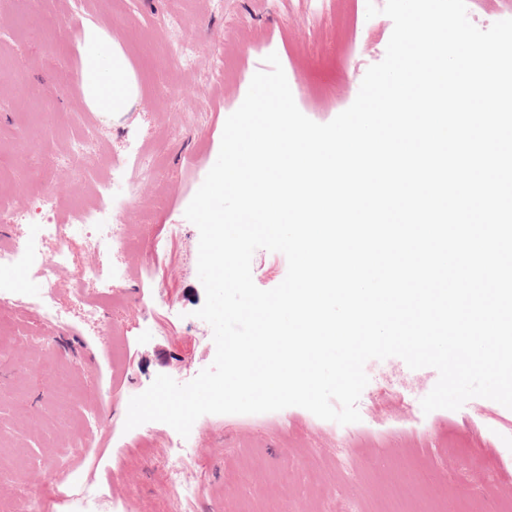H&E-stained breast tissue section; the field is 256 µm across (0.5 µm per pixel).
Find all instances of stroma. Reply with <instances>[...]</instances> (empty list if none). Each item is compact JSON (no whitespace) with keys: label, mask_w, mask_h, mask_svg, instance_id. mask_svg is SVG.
Wrapping results in <instances>:
<instances>
[{"label":"stroma","mask_w":512,"mask_h":512,"mask_svg":"<svg viewBox=\"0 0 512 512\" xmlns=\"http://www.w3.org/2000/svg\"><path fill=\"white\" fill-rule=\"evenodd\" d=\"M371 3L381 9L386 0H0V198L30 214L0 223V246L42 237L45 222L67 223L93 202L99 172L74 157L77 138L97 133L102 159L128 169L140 144L164 148L156 177L120 215L139 246L120 258L125 281L115 291L125 300L104 304L103 325L76 310L69 327L44 321L40 283L27 270L18 301L0 306V436L42 476L31 491L22 476L0 473L6 512H512V409L473 398L423 413L438 373L397 357L367 362L357 423L297 406L198 418L181 474L200 490L190 504L167 483L178 433L161 422L124 428L130 398L157 375L185 384L215 357L212 328L195 315L205 291L199 231L185 210L218 157L227 117L273 52L306 117L324 124L347 109L393 31L388 16L367 17ZM168 16L185 18L184 29L162 31ZM73 18L107 27L128 52L143 86L130 111H85ZM184 39L197 46L196 67L180 60ZM66 251L54 291L69 307L82 271L106 257L82 237ZM19 350L31 367L15 365ZM43 364L67 373L65 399L46 396ZM395 484L406 487L402 498L392 496Z\"/></svg>","instance_id":"35a3bbf8"}]
</instances>
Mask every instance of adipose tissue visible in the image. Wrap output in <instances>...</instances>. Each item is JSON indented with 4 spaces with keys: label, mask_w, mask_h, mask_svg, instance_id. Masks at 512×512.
<instances>
[{
    "label": "adipose tissue",
    "mask_w": 512,
    "mask_h": 512,
    "mask_svg": "<svg viewBox=\"0 0 512 512\" xmlns=\"http://www.w3.org/2000/svg\"><path fill=\"white\" fill-rule=\"evenodd\" d=\"M75 72L88 111L106 116L127 112L141 96L139 76L120 40L89 19L77 35Z\"/></svg>",
    "instance_id": "obj_1"
}]
</instances>
